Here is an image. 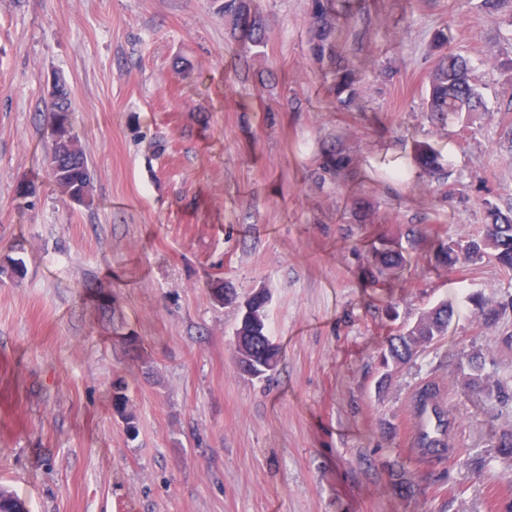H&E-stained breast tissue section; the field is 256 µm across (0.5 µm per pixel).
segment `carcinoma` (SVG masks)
Returning <instances> with one entry per match:
<instances>
[{
    "label": "carcinoma",
    "instance_id": "cac0c4a2",
    "mask_svg": "<svg viewBox=\"0 0 512 512\" xmlns=\"http://www.w3.org/2000/svg\"><path fill=\"white\" fill-rule=\"evenodd\" d=\"M252 17L247 36L240 33L245 18ZM224 21L231 34L244 37L251 46L260 48L266 43V28L263 15L256 6V0H224ZM338 17L334 0H312L310 13L309 49L314 60L329 78L330 90L335 94L336 109L350 108L358 97V78L351 62L339 50L336 37ZM484 111L481 92L470 76L469 62L453 53L439 55L428 75V95L426 116L431 125L440 129L448 121L459 119L464 114ZM49 124L56 125L52 141L53 148L48 159L49 167L64 162L67 174L60 175L57 187L61 193L77 185L79 166L87 165L86 155L80 140L74 132L71 117L56 122L55 113L43 109ZM442 155L433 146L424 143L416 148V160L421 170L430 176L443 170ZM347 166V155L336 148L328 153L327 169L339 175ZM489 218L486 233L478 237H459L438 242L436 262L453 269L465 266L483 257L493 259L500 267L512 271V216L502 211L492 202H484ZM380 268L399 270L402 255L393 246L377 251ZM475 307L480 324L494 326L500 317L496 308L487 306L477 294L469 297ZM265 297H253L234 336V354L238 369L253 379H264L277 371L282 355L280 348L269 336L265 324ZM454 316V306L442 301L411 326L392 336L380 354L384 368L398 369L413 361L418 352L432 345L448 334V327ZM468 371L462 374L459 384L464 391H483L487 397L498 403L512 402V392L499 382L482 377L481 364L474 356H466ZM114 410L124 423L130 435L138 431L137 417L129 408L125 386L119 385L113 393ZM412 415L416 423V448L414 459L382 462L389 481L400 493L413 496L415 487L410 480V464L437 463L448 458V454H461L463 448L448 447V439L455 428V419L443 405L440 389L431 383L423 385L415 394ZM497 454L502 463L512 466V429L503 430L496 442ZM0 512H26L25 503L12 491L0 488Z\"/></svg>",
    "mask_w": 512,
    "mask_h": 512
}]
</instances>
